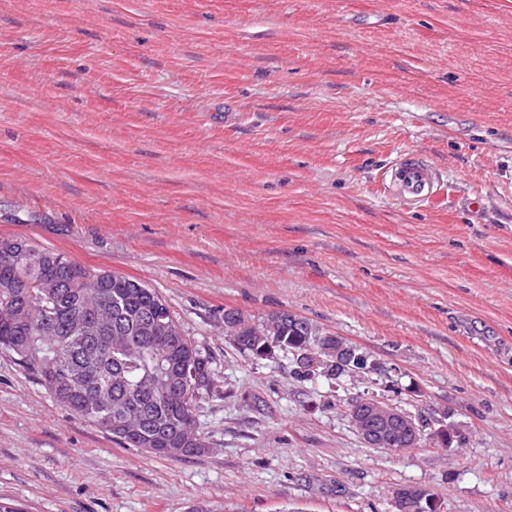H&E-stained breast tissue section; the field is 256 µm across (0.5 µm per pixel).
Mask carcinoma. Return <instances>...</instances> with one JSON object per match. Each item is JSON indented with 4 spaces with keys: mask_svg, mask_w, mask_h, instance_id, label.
<instances>
[{
    "mask_svg": "<svg viewBox=\"0 0 512 512\" xmlns=\"http://www.w3.org/2000/svg\"><path fill=\"white\" fill-rule=\"evenodd\" d=\"M2 247L9 252L0 254V310L9 308L13 316L0 318V353L13 356L59 406L93 428L110 434L105 422L116 414L141 417L152 439L132 434L119 441L173 458L162 449L175 447L179 432L195 425V393L181 387L169 394L162 382L179 376L193 355L202 379H208L210 369L183 336L165 300L142 281L22 239L1 237ZM47 281L61 287L48 292L42 288ZM102 306L112 309V328L89 335L97 352L86 354L75 324L92 319ZM289 316L280 311L256 324L241 314L226 315L224 336L245 353L269 341L288 348L336 347L331 332L309 320L295 327Z\"/></svg>",
    "mask_w": 512,
    "mask_h": 512,
    "instance_id": "1",
    "label": "carcinoma"
}]
</instances>
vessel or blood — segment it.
Instances as JSON below:
<instances>
[{
	"label": "vessel or blood",
	"instance_id": "obj_1",
	"mask_svg": "<svg viewBox=\"0 0 512 512\" xmlns=\"http://www.w3.org/2000/svg\"><path fill=\"white\" fill-rule=\"evenodd\" d=\"M437 188V169L421 151L401 154L390 168L388 189L405 206L426 203Z\"/></svg>",
	"mask_w": 512,
	"mask_h": 512
}]
</instances>
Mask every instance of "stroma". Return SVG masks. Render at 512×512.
I'll list each match as a JSON object with an SVG mask.
<instances>
[{"label":"stroma","instance_id":"1","mask_svg":"<svg viewBox=\"0 0 512 512\" xmlns=\"http://www.w3.org/2000/svg\"><path fill=\"white\" fill-rule=\"evenodd\" d=\"M441 188L404 209L401 153ZM0 237L136 278L208 360L207 452L130 448L0 353L17 512H512V0H0ZM289 311L399 367L299 384L224 335ZM464 444L365 447L344 400ZM425 488L427 489L426 495L431 496L437 500L438 496L433 492V490L428 487ZM424 498L425 496L421 485H408L397 488L390 498L389 511L407 512L409 503L411 501L417 502V505L422 511H438L432 498H425V502L427 503L428 507L422 506L421 503L423 502Z\"/></svg>","mask_w":512,"mask_h":512}]
</instances>
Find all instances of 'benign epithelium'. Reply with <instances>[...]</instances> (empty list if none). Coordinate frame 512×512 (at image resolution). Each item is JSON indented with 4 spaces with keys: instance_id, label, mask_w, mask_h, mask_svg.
Listing matches in <instances>:
<instances>
[{
    "instance_id": "obj_1",
    "label": "benign epithelium",
    "mask_w": 512,
    "mask_h": 512,
    "mask_svg": "<svg viewBox=\"0 0 512 512\" xmlns=\"http://www.w3.org/2000/svg\"><path fill=\"white\" fill-rule=\"evenodd\" d=\"M294 364L314 371L321 364L319 355L309 350L291 352ZM336 363L341 369L349 372L350 377L363 378L367 375H390L394 368L383 365L374 359L370 363L360 362V355L352 345L339 343L336 345ZM348 412L353 429L361 442L370 448H381L393 452H403L407 448H415L419 443L431 436L443 438L441 446L449 448L454 438L448 434L446 416L430 414L425 420L409 414L374 394L360 393L348 399ZM177 447L168 449L172 454L197 453L207 450L206 443L197 432L183 434L176 440ZM421 504L422 512H437L435 502L424 498L420 485H408L396 489L389 501V512H407L409 503Z\"/></svg>"
}]
</instances>
